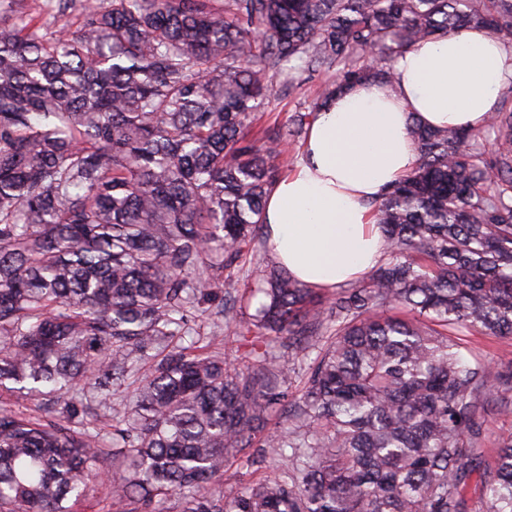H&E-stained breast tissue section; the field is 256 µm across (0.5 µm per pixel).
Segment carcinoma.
Segmentation results:
<instances>
[{
  "label": "carcinoma",
  "mask_w": 512,
  "mask_h": 512,
  "mask_svg": "<svg viewBox=\"0 0 512 512\" xmlns=\"http://www.w3.org/2000/svg\"><path fill=\"white\" fill-rule=\"evenodd\" d=\"M0 19V391L76 408L120 392L112 432L0 409V512H74L112 460L127 512H512V106L476 130H412L417 167L372 203L387 249L330 296L264 254L285 146L361 79L391 82L417 41L485 28L512 0H45ZM328 76L287 128L250 135L303 75ZM250 282L238 293L232 273ZM255 313L246 312L253 294ZM221 316L245 349L183 344ZM299 395L276 421L290 368ZM288 464L224 496L227 463ZM464 339L468 349L466 356L472 362L474 359L505 363L512 360V340L489 339L479 335ZM487 428V441L481 455L484 465H491L494 461L492 448H495L497 438L512 433V414L491 416Z\"/></svg>",
  "instance_id": "carcinoma-1"
}]
</instances>
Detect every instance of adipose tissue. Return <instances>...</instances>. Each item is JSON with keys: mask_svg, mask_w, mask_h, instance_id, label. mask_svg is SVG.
<instances>
[{"mask_svg": "<svg viewBox=\"0 0 512 512\" xmlns=\"http://www.w3.org/2000/svg\"><path fill=\"white\" fill-rule=\"evenodd\" d=\"M316 113L300 160L266 199L268 246L301 283L329 290L378 265L386 241L370 203L418 164L412 125L483 126L512 86V46L470 28L416 43Z\"/></svg>", "mask_w": 512, "mask_h": 512, "instance_id": "ef3b65f1", "label": "adipose tissue"}]
</instances>
